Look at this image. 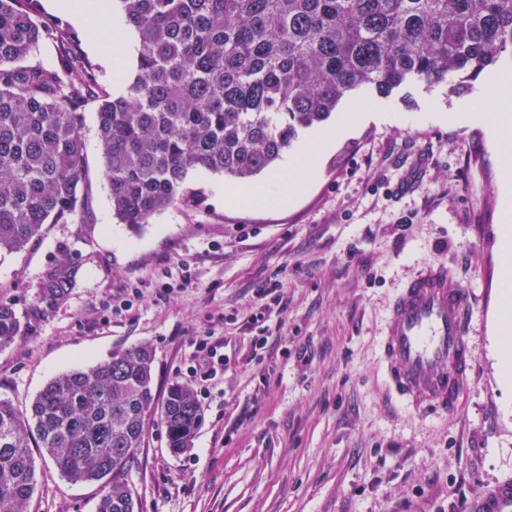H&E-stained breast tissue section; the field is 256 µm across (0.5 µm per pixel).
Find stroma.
I'll return each mask as SVG.
<instances>
[{
  "instance_id": "1",
  "label": "stroma",
  "mask_w": 512,
  "mask_h": 512,
  "mask_svg": "<svg viewBox=\"0 0 512 512\" xmlns=\"http://www.w3.org/2000/svg\"><path fill=\"white\" fill-rule=\"evenodd\" d=\"M40 3L116 92L117 70L89 31ZM490 79L460 95L444 82L393 92L383 100L391 118L359 122L280 205L229 201L237 182L192 173L200 202L137 233L112 213L87 104L83 223L46 225L26 250L0 253V300L24 328L0 350V398L28 409L53 377L148 343L155 394L191 384L204 418L177 455L149 419L124 469L139 512H471L484 490L512 481V387L501 386L488 340L504 278L502 170L483 126L426 113L472 110ZM436 263L474 296L475 367L457 412L443 417L395 400L378 348L389 306ZM53 275L66 283L57 302L42 293ZM264 288L281 297L266 311ZM258 334L269 342L253 358ZM206 335L222 345L224 370L193 381L194 343ZM36 465L30 512H95L99 484Z\"/></svg>"
}]
</instances>
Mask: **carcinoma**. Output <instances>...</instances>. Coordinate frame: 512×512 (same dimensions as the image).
Returning <instances> with one entry per match:
<instances>
[{
    "mask_svg": "<svg viewBox=\"0 0 512 512\" xmlns=\"http://www.w3.org/2000/svg\"><path fill=\"white\" fill-rule=\"evenodd\" d=\"M138 43L126 94L111 96L39 0H0V250L21 252L47 224H77L88 181L80 131L97 104L103 174L132 230L195 199L189 174L248 181L271 171L299 132L326 122L360 88L381 96L414 81L472 88L512 55V0H119ZM50 36L58 66L27 64ZM59 301L58 276L43 288ZM22 325L0 302V349ZM140 343L53 378L29 411L0 398V512H29L31 439L62 477L99 483L96 512H136L119 473L159 413L168 447H192L203 421L194 391L153 389Z\"/></svg>",
    "mask_w": 512,
    "mask_h": 512,
    "instance_id": "1",
    "label": "carcinoma"
}]
</instances>
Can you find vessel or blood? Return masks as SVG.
<instances>
[{"mask_svg": "<svg viewBox=\"0 0 512 512\" xmlns=\"http://www.w3.org/2000/svg\"><path fill=\"white\" fill-rule=\"evenodd\" d=\"M473 303L442 264L424 268L403 288L380 339L386 380L400 402L427 415L455 410L474 362L468 335ZM473 512H512V483L485 492Z\"/></svg>", "mask_w": 512, "mask_h": 512, "instance_id": "vessel-or-blood-1", "label": "vessel or blood"}]
</instances>
